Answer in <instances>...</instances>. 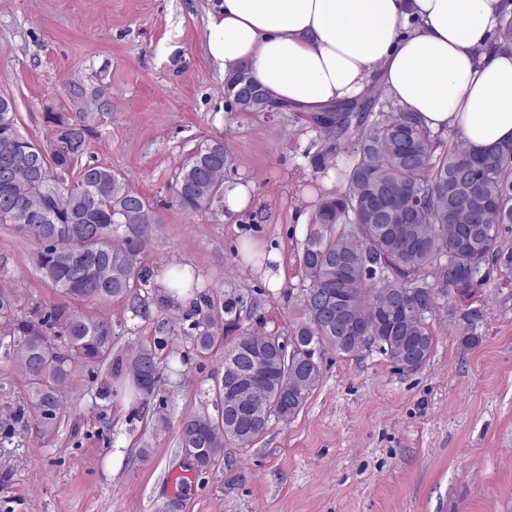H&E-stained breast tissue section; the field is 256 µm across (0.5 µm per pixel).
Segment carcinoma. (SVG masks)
Returning a JSON list of instances; mask_svg holds the SVG:
<instances>
[{
  "label": "carcinoma",
  "instance_id": "cac0c4a2",
  "mask_svg": "<svg viewBox=\"0 0 512 512\" xmlns=\"http://www.w3.org/2000/svg\"><path fill=\"white\" fill-rule=\"evenodd\" d=\"M379 98L376 92L354 104L353 112L315 118L328 141L354 131L348 189L342 198L320 203L301 243L298 262L307 285L299 322L288 341L268 352L261 371L264 392L244 402L258 416L238 433L206 415L182 420V451L199 470L211 467L229 443L250 446L271 418L284 413L290 421L298 415L322 375L318 356L316 369H304L310 352L356 356L364 350L363 332L375 337L379 354L393 366L416 370L433 356L434 317L441 311L462 349L480 342L476 330L483 315L469 303L472 289L490 275V261L512 266V253L498 250L503 225L512 224V144L480 155L457 146L436 158L429 132L403 112L374 111ZM235 106L265 112L267 99L260 90L251 102ZM57 127L50 148L33 162L46 193L37 194L22 172L0 180V224L14 223L12 205L38 218L16 229L36 243L34 263L61 297L125 298L146 317L150 306L140 291L150 275L142 259L161 223L159 214L110 168L76 167L87 146L85 119L60 120ZM14 141L27 138L18 130L14 101L1 94L0 161L14 158L8 149ZM227 165L217 141L199 146L173 187L178 205L196 211L212 202ZM241 304L231 293L220 309L207 294L192 303L186 316L196 350H217L234 332L238 336L224 351L226 365L268 348L269 335L241 330ZM4 342L28 379L35 428L47 437L57 429L79 365L98 364L112 354V323L67 304L26 310L1 282ZM111 371L131 377L149 398L160 367L153 351L141 346L113 360Z\"/></svg>",
  "mask_w": 512,
  "mask_h": 512
}]
</instances>
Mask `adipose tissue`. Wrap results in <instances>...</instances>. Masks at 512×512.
I'll return each mask as SVG.
<instances>
[{
  "label": "adipose tissue",
  "instance_id": "1",
  "mask_svg": "<svg viewBox=\"0 0 512 512\" xmlns=\"http://www.w3.org/2000/svg\"><path fill=\"white\" fill-rule=\"evenodd\" d=\"M512 0H220L206 51L225 76L248 70L272 112L333 110L372 88L472 152L512 143ZM282 288L274 244L242 240Z\"/></svg>",
  "mask_w": 512,
  "mask_h": 512
}]
</instances>
